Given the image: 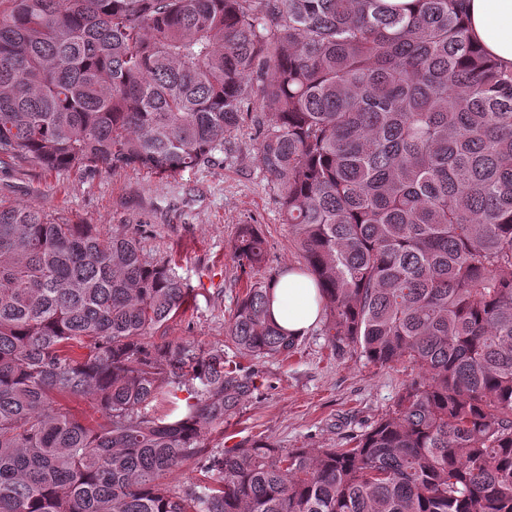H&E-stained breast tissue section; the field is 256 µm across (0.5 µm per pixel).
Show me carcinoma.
<instances>
[{"label": "carcinoma", "mask_w": 512, "mask_h": 512, "mask_svg": "<svg viewBox=\"0 0 512 512\" xmlns=\"http://www.w3.org/2000/svg\"><path fill=\"white\" fill-rule=\"evenodd\" d=\"M258 111L324 335L417 375L351 448L209 453L250 385L149 341L186 281L136 231L0 202V512H512V69L461 0H0V164L180 175ZM233 249L265 262L255 224ZM273 281L226 326L243 356L297 345Z\"/></svg>", "instance_id": "obj_1"}]
</instances>
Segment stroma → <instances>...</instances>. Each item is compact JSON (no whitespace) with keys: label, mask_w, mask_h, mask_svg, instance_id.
Masks as SVG:
<instances>
[{"label":"stroma","mask_w":512,"mask_h":512,"mask_svg":"<svg viewBox=\"0 0 512 512\" xmlns=\"http://www.w3.org/2000/svg\"><path fill=\"white\" fill-rule=\"evenodd\" d=\"M256 147L253 125L245 123L212 162L163 179L132 170L2 164L0 200L93 225L106 237L140 231L147 257L172 261L190 282L193 301L155 335V343L223 349L252 385L223 431L207 432L209 450L252 440L285 449L347 448L391 410L414 373L406 364L380 366L357 348H333L319 323L286 357L250 359L230 346L225 327L248 280L232 250L238 225H258L267 241L260 275L298 263Z\"/></svg>","instance_id":"1"}]
</instances>
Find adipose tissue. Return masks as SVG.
<instances>
[{
	"instance_id": "obj_1",
	"label": "adipose tissue",
	"mask_w": 512,
	"mask_h": 512,
	"mask_svg": "<svg viewBox=\"0 0 512 512\" xmlns=\"http://www.w3.org/2000/svg\"><path fill=\"white\" fill-rule=\"evenodd\" d=\"M471 39L505 66H512V0H465ZM314 281L292 270L277 278L269 315L288 334L305 335L319 318Z\"/></svg>"
}]
</instances>
